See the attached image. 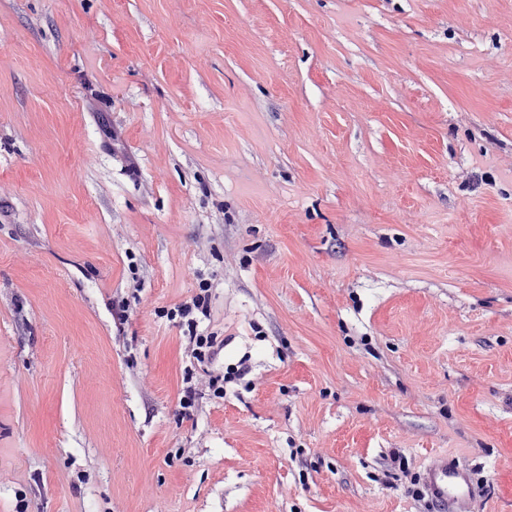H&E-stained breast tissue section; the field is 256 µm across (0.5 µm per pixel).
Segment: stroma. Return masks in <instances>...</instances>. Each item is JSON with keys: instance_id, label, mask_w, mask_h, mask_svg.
<instances>
[{"instance_id": "stroma-1", "label": "stroma", "mask_w": 512, "mask_h": 512, "mask_svg": "<svg viewBox=\"0 0 512 512\" xmlns=\"http://www.w3.org/2000/svg\"><path fill=\"white\" fill-rule=\"evenodd\" d=\"M203 279L251 371L188 420ZM440 456L512 512V0H0V512H416Z\"/></svg>"}]
</instances>
